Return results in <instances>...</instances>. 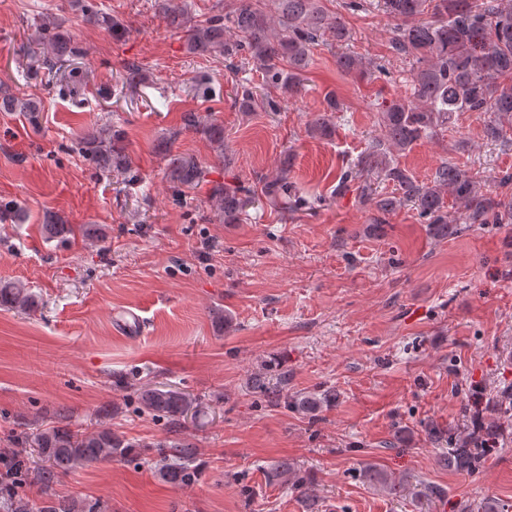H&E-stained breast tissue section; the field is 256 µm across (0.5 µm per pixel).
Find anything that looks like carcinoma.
Returning a JSON list of instances; mask_svg holds the SVG:
<instances>
[{"label":"carcinoma","mask_w":512,"mask_h":512,"mask_svg":"<svg viewBox=\"0 0 512 512\" xmlns=\"http://www.w3.org/2000/svg\"><path fill=\"white\" fill-rule=\"evenodd\" d=\"M264 0H233L231 10L205 23L192 21L176 0H163L164 19L169 28L185 35L187 50L197 55L219 54L224 60L238 59L261 74L266 86L281 95L301 90L303 72L312 60L313 49L324 40L341 46L348 39L343 19L324 9L321 0H272L277 17L263 7ZM349 11L377 8L398 21L391 41L395 53L412 59L410 96L377 108L385 129V141L374 142L360 157L356 171L341 175V184L360 179V195L372 202L377 212L373 223H386V215L410 205L430 224L436 237L448 236V212L445 195L453 197L467 224H512V174L496 177L497 189H482L478 174L444 163L435 171L432 184L425 185L402 168L394 156L405 152L419 140L448 126L457 112H496L512 120V0H344ZM87 19L112 32L120 41L128 26L116 16L88 6ZM37 41L56 56H76L79 48L71 37L59 31V25L46 18L38 24ZM337 67L379 78L388 74L384 63L372 59L364 64L350 53L336 57ZM236 105L241 112H276L279 103L268 94H259L247 81L238 84ZM0 106L39 123L41 104L34 96L6 95ZM185 128L204 135L218 157H224V127L204 122L195 114L184 117ZM312 135H331L327 116H317L309 124ZM122 130L95 127L87 131L81 143L94 164L102 170H125L129 161L123 145ZM167 156L166 174L177 188H193L205 181L203 165L190 155L169 154L168 142H159ZM393 184L395 194L373 193L371 176ZM290 188L287 170L266 182L265 194L276 200ZM250 191L237 183L213 185L209 200L216 216L226 224L239 221L249 203ZM25 209L12 202L0 203V222L22 224ZM75 225L49 215L42 225L48 240H69ZM31 313L39 308L37 296L20 282L0 287V309ZM336 398L331 392L302 396L287 405L314 411ZM137 408L162 420L166 437L162 441L129 438L125 433L100 424L92 431L71 428L72 411L53 410L42 428L29 433L26 423L14 422L8 447L0 448V512H112L100 497L65 496L57 492L63 476L85 466L112 461L140 460L153 451L151 464L156 477L169 485L189 487L199 480L200 452L185 436L186 419L203 413L201 397L167 386L144 384L137 389ZM501 435L499 426L489 423L479 434L448 433V466L473 473L484 462L492 444ZM363 477L371 485L398 493L401 483L372 464L363 468ZM270 475L284 480L308 507L315 505L312 482L300 469L285 462L270 467ZM39 488L34 498L27 487Z\"/></svg>","instance_id":"1"}]
</instances>
